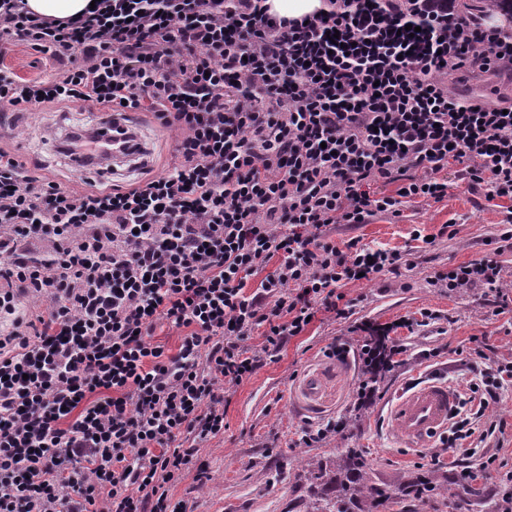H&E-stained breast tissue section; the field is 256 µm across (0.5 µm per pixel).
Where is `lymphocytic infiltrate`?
Listing matches in <instances>:
<instances>
[{
    "label": "lymphocytic infiltrate",
    "instance_id": "lymphocytic-infiltrate-1",
    "mask_svg": "<svg viewBox=\"0 0 512 512\" xmlns=\"http://www.w3.org/2000/svg\"><path fill=\"white\" fill-rule=\"evenodd\" d=\"M321 4L303 21L267 0H95L56 21L0 0V43L65 65L0 70V112L92 102L181 134L166 173L81 191L0 146V314L49 301L0 336V512H186L168 490L223 434L225 394L338 313L340 287L404 262L330 226L442 201L452 165L512 201V99L448 89L462 71L512 76V18L488 22L502 0ZM447 280L498 291L502 267ZM162 321L184 331L176 351L152 340ZM506 376L512 361L480 371L453 435L488 438L473 421ZM46 306V299L31 295H21L19 297V305L15 315L4 318L2 317V321L0 319V331L2 325V333H6L10 331L13 327V319L16 316H22L26 318H31L32 315H35L41 311Z\"/></svg>",
    "mask_w": 512,
    "mask_h": 512
}]
</instances>
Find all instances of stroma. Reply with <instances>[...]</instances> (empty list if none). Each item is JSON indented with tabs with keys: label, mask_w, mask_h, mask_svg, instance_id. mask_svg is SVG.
Returning a JSON list of instances; mask_svg holds the SVG:
<instances>
[{
	"label": "stroma",
	"mask_w": 512,
	"mask_h": 512,
	"mask_svg": "<svg viewBox=\"0 0 512 512\" xmlns=\"http://www.w3.org/2000/svg\"><path fill=\"white\" fill-rule=\"evenodd\" d=\"M24 79H37L55 68L48 56L21 42L0 44V69ZM103 109L86 102L35 108L0 115V145L27 166L39 167L74 189L85 178L59 153L53 139L104 117ZM150 153L146 168H120L118 183L130 184L145 175L163 173L176 160L178 131L160 129L152 116L137 112L131 118ZM501 200L489 201L481 189H469L456 170L448 172V196L404 209L400 216L378 215L370 223L337 226V243L358 240L371 248L396 250L408 260L397 273L343 287L339 306L343 317L318 316L305 335L292 338L224 398V434L203 443L170 489L172 502L185 503L189 512H306L308 500L299 469L305 456H334L340 448L363 449L371 478L389 489L431 469L440 480L455 478L488 456L497 463L480 473L472 486L461 485L446 504L421 507L405 502L382 512H483L476 490L502 497L503 471L512 470V382L505 384L499 402L488 415L497 420L492 437L471 436L452 448L435 442L432 448L409 452L399 447L386 421L389 406L415 383L437 379L454 385L468 398L474 368L488 357L512 361V306H493L494 292L482 287L448 288L439 276L449 268L490 256L502 266L505 284L512 285V226L506 224ZM390 328L402 349L395 368L376 385L372 404L358 406L356 386L363 377L358 360L365 326ZM344 343L348 355L332 354ZM318 380L309 393V380ZM343 423L342 431L308 448L304 431ZM206 480H198V464Z\"/></svg>",
	"instance_id": "stroma-1"
}]
</instances>
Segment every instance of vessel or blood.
<instances>
[{"label": "vessel or blood", "instance_id": "obj_1", "mask_svg": "<svg viewBox=\"0 0 512 512\" xmlns=\"http://www.w3.org/2000/svg\"><path fill=\"white\" fill-rule=\"evenodd\" d=\"M114 165H121L136 155L141 139L128 124H121L119 134L112 137ZM458 398L447 383L431 380L403 393L389 412V421L402 447L428 448L448 429L456 412Z\"/></svg>", "mask_w": 512, "mask_h": 512}]
</instances>
